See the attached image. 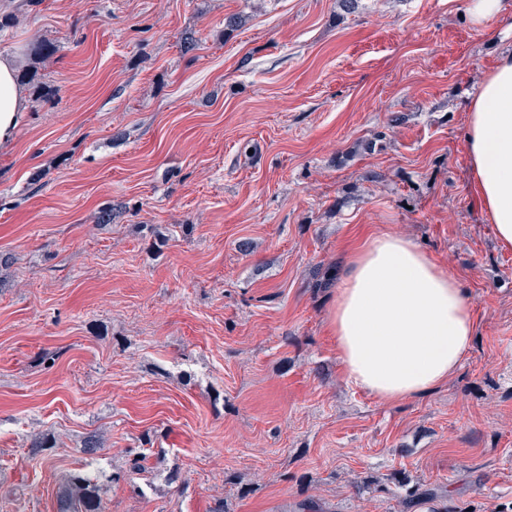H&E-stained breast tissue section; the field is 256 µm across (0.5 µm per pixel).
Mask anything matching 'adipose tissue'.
<instances>
[{
    "mask_svg": "<svg viewBox=\"0 0 512 512\" xmlns=\"http://www.w3.org/2000/svg\"><path fill=\"white\" fill-rule=\"evenodd\" d=\"M27 106L13 60L0 57V145L12 140ZM464 141L475 200L511 251L512 53L485 73ZM332 332L349 383L390 403L447 383L470 349L476 322L456 276L411 238L385 233L347 254Z\"/></svg>",
    "mask_w": 512,
    "mask_h": 512,
    "instance_id": "ef3b65f1",
    "label": "adipose tissue"
}]
</instances>
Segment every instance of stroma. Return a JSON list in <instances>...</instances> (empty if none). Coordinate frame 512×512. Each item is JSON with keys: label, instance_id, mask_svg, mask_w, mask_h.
Instances as JSON below:
<instances>
[{"label": "stroma", "instance_id": "obj_1", "mask_svg": "<svg viewBox=\"0 0 512 512\" xmlns=\"http://www.w3.org/2000/svg\"><path fill=\"white\" fill-rule=\"evenodd\" d=\"M21 2L0 512H57L87 470L105 512H512V251L464 145L512 0L484 27L467 0ZM381 233L477 320L448 383L386 404L348 384L314 277Z\"/></svg>", "mask_w": 512, "mask_h": 512}]
</instances>
